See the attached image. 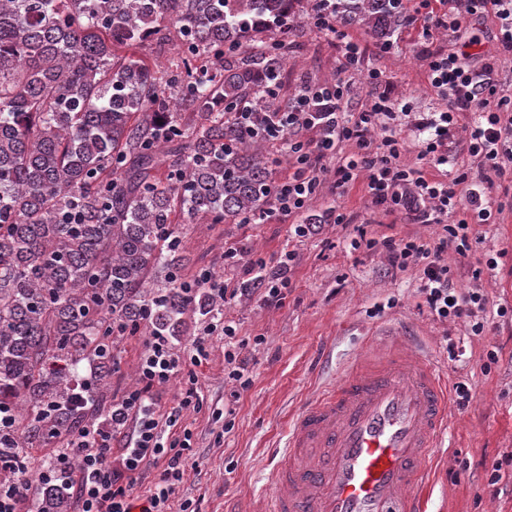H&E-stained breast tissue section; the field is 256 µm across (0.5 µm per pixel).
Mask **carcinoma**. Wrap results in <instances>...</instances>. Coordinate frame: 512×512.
Instances as JSON below:
<instances>
[{
	"label": "carcinoma",
	"instance_id": "obj_1",
	"mask_svg": "<svg viewBox=\"0 0 512 512\" xmlns=\"http://www.w3.org/2000/svg\"><path fill=\"white\" fill-rule=\"evenodd\" d=\"M296 0H0V489L72 512L85 427H110L122 341L224 299L180 281L178 220L262 219L266 124ZM400 0H338L388 45ZM172 45L153 69L145 50ZM191 112L187 127L181 114ZM51 447L60 476L32 482Z\"/></svg>",
	"mask_w": 512,
	"mask_h": 512
}]
</instances>
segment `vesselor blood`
Masks as SVG:
<instances>
[{"label":"vessel or blood","mask_w":512,"mask_h":512,"mask_svg":"<svg viewBox=\"0 0 512 512\" xmlns=\"http://www.w3.org/2000/svg\"><path fill=\"white\" fill-rule=\"evenodd\" d=\"M449 409L439 363L386 340L290 415L268 512H426Z\"/></svg>","instance_id":"obj_1"}]
</instances>
